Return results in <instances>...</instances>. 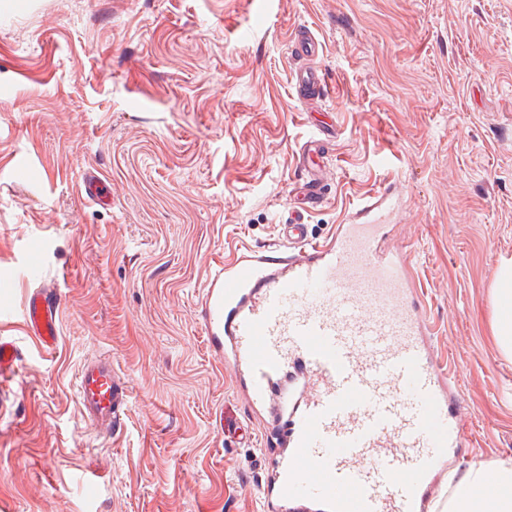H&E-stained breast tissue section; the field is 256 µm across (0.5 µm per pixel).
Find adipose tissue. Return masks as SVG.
Instances as JSON below:
<instances>
[{
	"instance_id": "adipose-tissue-1",
	"label": "adipose tissue",
	"mask_w": 512,
	"mask_h": 512,
	"mask_svg": "<svg viewBox=\"0 0 512 512\" xmlns=\"http://www.w3.org/2000/svg\"><path fill=\"white\" fill-rule=\"evenodd\" d=\"M492 335L502 355L512 358V260L499 264L492 286ZM443 512H512V464L471 466L451 486Z\"/></svg>"
}]
</instances>
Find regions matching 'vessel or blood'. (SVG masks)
Masks as SVG:
<instances>
[{
	"mask_svg": "<svg viewBox=\"0 0 512 512\" xmlns=\"http://www.w3.org/2000/svg\"><path fill=\"white\" fill-rule=\"evenodd\" d=\"M318 53L314 33L298 29L297 97L328 91ZM319 132L300 156L301 214L280 225L283 249L244 246L216 263L202 330L281 450L261 491L265 512H428L434 478L467 440L453 409L458 382L436 359L406 258L380 244L386 195L369 196L328 240H312L302 214L322 198L333 139L330 126ZM61 304L55 288L24 300L26 332L44 349L59 343ZM17 360L15 343L0 337L1 385ZM75 387L92 428H122L132 389L111 357L86 359Z\"/></svg>",
	"mask_w": 512,
	"mask_h": 512,
	"instance_id": "b4317fda",
	"label": "vessel or blood"
}]
</instances>
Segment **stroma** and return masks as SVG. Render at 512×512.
I'll return each instance as SVG.
<instances>
[{
  "label": "stroma",
  "mask_w": 512,
  "mask_h": 512,
  "mask_svg": "<svg viewBox=\"0 0 512 512\" xmlns=\"http://www.w3.org/2000/svg\"><path fill=\"white\" fill-rule=\"evenodd\" d=\"M303 27L329 81L311 108L291 87ZM324 123L336 146L310 232L397 185L387 244L459 377L453 468L512 461V362L490 329L512 258V0H0V336L21 351L0 512H263L276 457L198 303L234 248L278 247ZM92 175L103 201L81 192ZM40 285L64 294L50 352L20 316ZM95 354L132 387L115 437L78 409Z\"/></svg>",
  "instance_id": "35a3bbf8"
}]
</instances>
